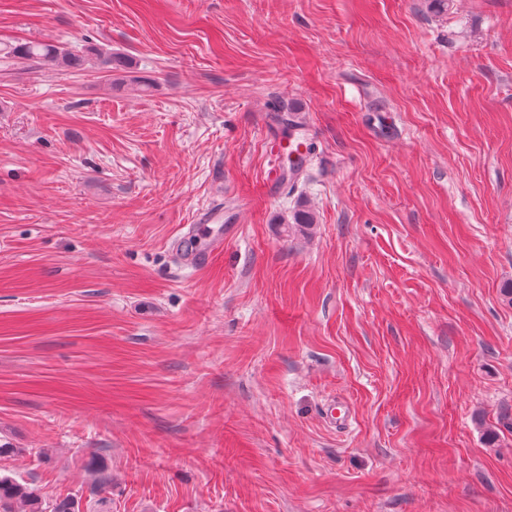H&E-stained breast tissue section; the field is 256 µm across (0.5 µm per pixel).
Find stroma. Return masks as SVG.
Masks as SVG:
<instances>
[{"instance_id":"35a3bbf8","label":"stroma","mask_w":512,"mask_h":512,"mask_svg":"<svg viewBox=\"0 0 512 512\" xmlns=\"http://www.w3.org/2000/svg\"><path fill=\"white\" fill-rule=\"evenodd\" d=\"M25 41L125 67L0 53V474L81 512H512V0H0ZM281 101L318 151L270 190ZM200 220L203 221V224L197 225L199 229L205 227L208 228L210 225L217 226L215 233L209 238L206 247L203 250L197 249L196 238L199 234L198 233L192 238L195 244V249L191 248L189 252L183 250L182 247H177L176 249V253L180 260L192 265L204 264L212 253L219 250L224 245V235L222 233V224H224V208L219 205L215 206L203 214Z\"/></svg>"}]
</instances>
